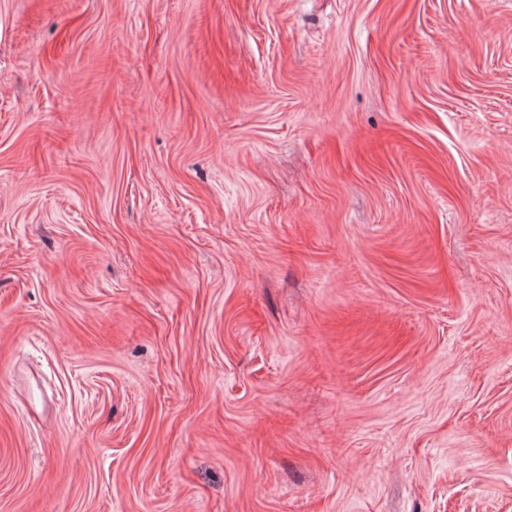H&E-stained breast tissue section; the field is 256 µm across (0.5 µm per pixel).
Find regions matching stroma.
<instances>
[{
  "mask_svg": "<svg viewBox=\"0 0 512 512\" xmlns=\"http://www.w3.org/2000/svg\"><path fill=\"white\" fill-rule=\"evenodd\" d=\"M0 512H512V0H0Z\"/></svg>",
  "mask_w": 512,
  "mask_h": 512,
  "instance_id": "obj_1",
  "label": "stroma"
}]
</instances>
